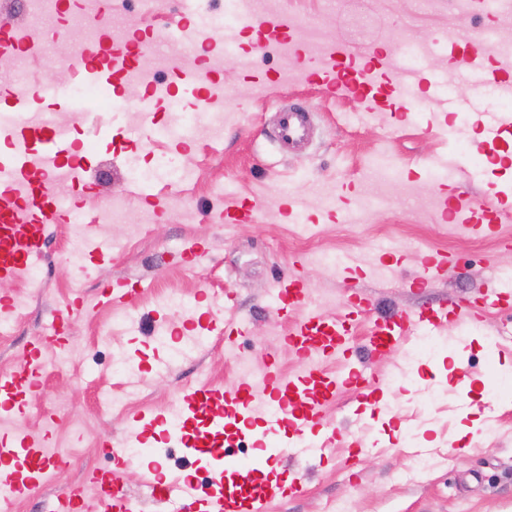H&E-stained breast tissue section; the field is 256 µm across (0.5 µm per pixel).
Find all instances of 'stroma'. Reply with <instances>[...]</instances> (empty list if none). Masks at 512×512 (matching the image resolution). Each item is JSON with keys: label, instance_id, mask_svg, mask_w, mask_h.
<instances>
[{"label": "stroma", "instance_id": "stroma-1", "mask_svg": "<svg viewBox=\"0 0 512 512\" xmlns=\"http://www.w3.org/2000/svg\"><path fill=\"white\" fill-rule=\"evenodd\" d=\"M254 18L285 20L294 45L291 63L298 75L281 76L283 61L255 50L250 30L223 26L201 35L208 55L224 51L235 37L234 58L216 75L224 86V127L213 139L187 142L168 134L174 117L166 102L151 105L148 117L123 105L121 88L112 110L88 106L81 113L57 107L46 95L52 116H68L71 139L86 146L93 189L74 193L80 210L101 207L122 197L125 221L102 224L101 235L117 239L111 263H87L75 277L65 258L76 235L75 224H55L47 233L41 259L45 288L9 333L0 334V370H17L21 355L57 318L66 319L62 356L52 344L42 350L45 367L22 411L4 428L9 434H34L68 456L66 467L48 483L18 501L13 512H51L57 494L83 480L88 471L111 466L109 449L121 447L140 411H178L185 387L202 382L232 387L240 363L260 364L272 357L287 375L308 363L289 350L284 338L291 322L276 314L275 285L291 273L302 275L310 307L324 317L342 316L352 295L369 299V313L353 332L350 353L321 360L336 375L352 368L382 383L385 410L367 411L355 388L347 387L325 410L321 429L335 432L331 453L282 458L281 472L302 476L293 494L271 504L269 512H512V306L490 307L475 323L452 322L441 330L448 345L413 356L420 342L413 335L396 352L369 354L366 340L373 321L389 314H410L456 298L485 295L491 281L512 275V221L484 237L449 233V217L436 201L453 187L467 188L477 200L496 187L512 189V159L501 165L474 164L485 153L480 126L483 113L512 105V84L502 81L493 56L482 63L483 81L474 83L448 58V33L495 27L512 31V0L490 6L486 0H253ZM179 0H112L114 27L131 33H171L180 22ZM14 22L49 45L30 60L25 82L46 90L60 79V63L79 48L78 26L46 31L33 19L25 0H12ZM340 41L360 63L387 49L411 42L428 54L414 66L419 100L392 88L387 64L375 66L374 81L383 92L376 104L327 92L308 82L301 68L310 58V40ZM478 97L479 111L443 116V99ZM291 105L309 108L316 136L298 153L283 152L271 134L279 112ZM153 123L150 144L140 134ZM454 165L437 167V156ZM188 161L185 181L158 177L135 180L137 168L153 167L158 156ZM255 206L253 222L228 224L226 208ZM205 251L192 261L189 242ZM453 254L455 264L424 288L411 287L424 256ZM347 256L359 266L358 279H346L334 267L314 264L313 254ZM302 256L294 265V256ZM123 283L134 296L124 320L100 304L99 290ZM235 299L226 312L225 295ZM83 311L70 312L73 297ZM195 300L201 320L234 315L243 335L234 345L209 334L206 351L176 357L156 338L159 326L191 329L173 307H159L169 297ZM110 345L98 342L102 333ZM123 359L128 372L112 362ZM130 400L109 406L114 392ZM493 433L480 431L483 421ZM431 463L418 470L417 449Z\"/></svg>", "mask_w": 512, "mask_h": 512}]
</instances>
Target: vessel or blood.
<instances>
[{
    "label": "vessel or blood",
    "instance_id": "vessel-or-blood-1",
    "mask_svg": "<svg viewBox=\"0 0 512 512\" xmlns=\"http://www.w3.org/2000/svg\"><path fill=\"white\" fill-rule=\"evenodd\" d=\"M36 38L35 33L4 21L0 23V54L23 50ZM148 45L145 36H135L126 49H116L111 59H103L101 50H89L84 55L83 73L90 82H106L120 88L125 78L123 68ZM488 53L485 41L478 35L460 39L448 38V54L463 71L478 68ZM356 59L346 47H338L330 69L310 67V80L325 84L331 92L366 98L373 86L365 71L356 69ZM4 100L19 114L34 111L39 102L36 93L26 87L8 91ZM313 128L312 114L307 110L291 109L281 116L274 132L276 140L294 144L309 139ZM512 130V116L497 114L486 121L481 134L486 145L501 141L504 132ZM77 146L68 135L51 123L35 126L18 123L0 126V279L22 281L34 259L42 257L49 225L70 222L69 212L57 203L58 171H65L71 182L84 178L87 162L76 161ZM439 208L452 220L461 222L468 235L494 231L497 223L512 217V211L489 202L477 206L469 191L456 189L451 197L440 199ZM449 262L447 254L439 253L423 259L412 284L424 287L435 280ZM276 301L279 312L305 308L308 290L300 277L292 276L277 282ZM481 304L467 305L456 300L425 308L412 314L375 321L369 336L372 353L384 355L394 351L408 336L432 335L443 324L462 319H478ZM353 317L345 315L333 320L311 312L293 323L287 342L291 350L302 357L313 354L329 357L346 353V340ZM362 371L352 369L341 378H333L318 367H310L299 375H286L274 362H267L263 392L267 409L262 417L266 435L258 439L267 460L282 456L324 454L327 440L316 437V427L326 408L336 401V395L347 385H361ZM36 384L35 375L27 370L0 371V410L10 411L23 402L26 393ZM254 388L249 381L224 388L214 384H199L186 388L180 407L179 437L193 455L221 459L224 432L229 424L250 425L252 422ZM162 414L141 413L134 416L132 431L125 445L137 448L156 427L168 425ZM281 430L286 438L272 442L268 433ZM0 458L13 461L9 470H0V485L9 487L13 499L26 498L36 487L48 482L58 462L47 455L42 441L34 435L17 438L0 446ZM114 466L88 474L85 482L62 490L56 497L54 512H80L87 492H94L106 512H136L135 501L123 488L122 473L129 461L114 454ZM152 496L161 498L169 512H266L268 504L285 495L282 483L260 481L253 463L234 468L232 483H225L223 469H214L209 492H200L191 477L175 483L161 480L151 484Z\"/></svg>",
    "mask_w": 512,
    "mask_h": 512
}]
</instances>
